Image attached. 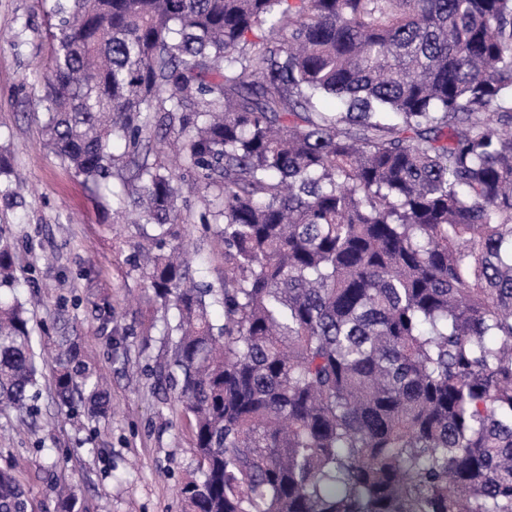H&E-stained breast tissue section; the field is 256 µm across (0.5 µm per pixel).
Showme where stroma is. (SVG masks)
<instances>
[{"instance_id": "obj_1", "label": "stroma", "mask_w": 512, "mask_h": 512, "mask_svg": "<svg viewBox=\"0 0 512 512\" xmlns=\"http://www.w3.org/2000/svg\"><path fill=\"white\" fill-rule=\"evenodd\" d=\"M47 0H0V185L20 203L0 198V236L13 245L23 293H40L32 310L36 349L52 360L60 327L95 355L111 398L99 423L72 416L51 402L53 372L40 380L42 414L36 428L18 427L0 414V468L22 460L20 478L37 512H56L53 482L75 486L86 512H182L175 487L197 467L183 405L162 399L150 369L170 359L163 313L142 297L143 282L130 274L138 224L112 221V203L46 147L45 116L36 75L49 60ZM177 225L191 239L201 279L224 281V252L214 230L197 220ZM112 311L111 323L98 319ZM124 335H115V328Z\"/></svg>"}]
</instances>
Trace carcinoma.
<instances>
[{
	"label": "carcinoma",
	"instance_id": "cac0c4a2",
	"mask_svg": "<svg viewBox=\"0 0 512 512\" xmlns=\"http://www.w3.org/2000/svg\"><path fill=\"white\" fill-rule=\"evenodd\" d=\"M48 14L45 145L151 226L130 266L172 317L156 377L191 416L183 512H512V0ZM152 129L176 167L149 162ZM187 190L219 226L217 290L171 232ZM15 264L0 236V410L30 428ZM56 351L59 409L106 417L85 347L63 332ZM0 512H35L12 467Z\"/></svg>",
	"mask_w": 512,
	"mask_h": 512
}]
</instances>
